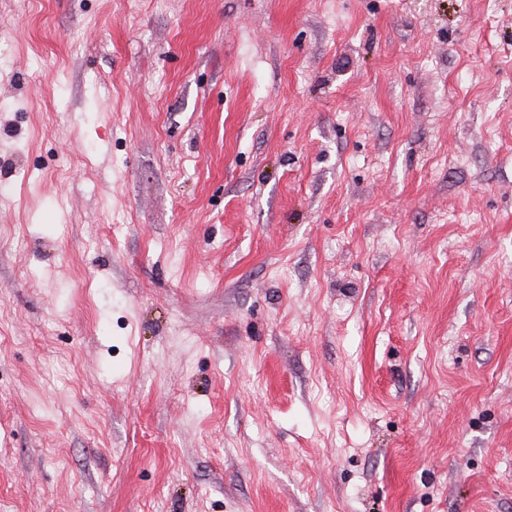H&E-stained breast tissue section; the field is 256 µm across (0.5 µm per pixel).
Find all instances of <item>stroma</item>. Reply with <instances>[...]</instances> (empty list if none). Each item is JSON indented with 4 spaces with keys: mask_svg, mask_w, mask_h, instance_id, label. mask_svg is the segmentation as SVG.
Here are the masks:
<instances>
[{
    "mask_svg": "<svg viewBox=\"0 0 512 512\" xmlns=\"http://www.w3.org/2000/svg\"><path fill=\"white\" fill-rule=\"evenodd\" d=\"M0 512H512V0H0Z\"/></svg>",
    "mask_w": 512,
    "mask_h": 512,
    "instance_id": "stroma-1",
    "label": "stroma"
}]
</instances>
